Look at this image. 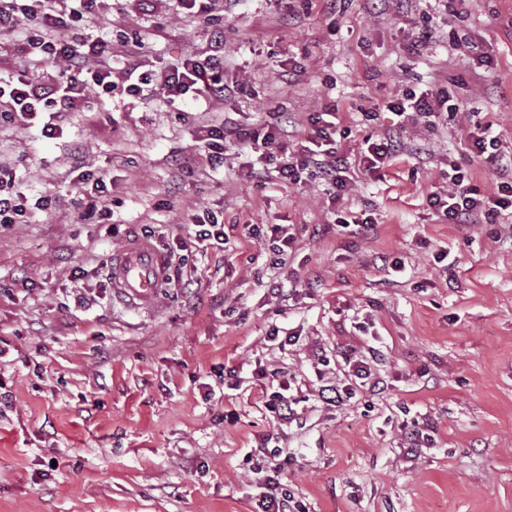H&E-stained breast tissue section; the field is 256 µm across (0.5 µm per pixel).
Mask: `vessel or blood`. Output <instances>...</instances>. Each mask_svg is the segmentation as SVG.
Wrapping results in <instances>:
<instances>
[{"label": "vessel or blood", "instance_id": "obj_1", "mask_svg": "<svg viewBox=\"0 0 512 512\" xmlns=\"http://www.w3.org/2000/svg\"><path fill=\"white\" fill-rule=\"evenodd\" d=\"M169 260L166 253L146 242L128 244L112 255L114 294L147 307L165 287Z\"/></svg>", "mask_w": 512, "mask_h": 512}]
</instances>
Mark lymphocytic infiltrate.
I'll return each instance as SVG.
<instances>
[{"instance_id":"lymphocytic-infiltrate-1","label":"lymphocytic infiltrate","mask_w":512,"mask_h":512,"mask_svg":"<svg viewBox=\"0 0 512 512\" xmlns=\"http://www.w3.org/2000/svg\"><path fill=\"white\" fill-rule=\"evenodd\" d=\"M96 0H0V49L21 46L36 56L33 67L15 76H0V124H40L44 136L60 134V122L67 108L92 93H112V43L104 39L88 40L80 23L91 14ZM214 51L206 56L190 54L179 59L167 72L143 70L136 54L125 58L124 72L130 82L125 91L131 96L148 94L174 99L190 96L199 103L223 98L231 91L224 79L221 52L224 38L212 33ZM384 107L404 122L437 129L452 112L464 105L450 95L446 86L433 85L418 92H405L387 98ZM307 144L295 148L293 120L279 116L261 122L250 132V148L257 164L245 174L249 181L261 184L270 175L297 184L303 176L319 178L331 185L336 199H343L353 187L349 162L336 135L340 129L338 106L328 103L309 118ZM499 140L491 126L470 131L471 153L488 157L499 170L501 179L494 192L482 195L461 174L456 162L448 164V189L431 193L427 199L438 218L448 224H492L512 209V156L498 148ZM399 153L396 133L365 137L359 152L364 172L374 174L390 166ZM75 181L82 190L76 201L78 217L87 221L107 210L105 180L85 170L82 161H74ZM48 196L29 200L15 187L11 168L0 165V224H19L30 209L48 211ZM256 456L266 458L262 480L266 494L261 512H304L301 502L284 491L282 477L289 458L283 449L259 445Z\"/></svg>"}]
</instances>
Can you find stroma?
<instances>
[{
	"label": "stroma",
	"mask_w": 512,
	"mask_h": 512,
	"mask_svg": "<svg viewBox=\"0 0 512 512\" xmlns=\"http://www.w3.org/2000/svg\"><path fill=\"white\" fill-rule=\"evenodd\" d=\"M283 8L216 0L204 21L173 0L149 16L139 0H97L83 33L140 34L130 51L148 70L207 52L210 30L223 29L224 77L242 93L205 112L187 96L100 94L65 113L62 135L0 129L17 188L63 202L0 230V512H259L247 454L266 437L288 450L283 482L309 512H512V217L445 224L427 203L452 160L494 189L499 174L469 154V128L491 125L512 153V0H410L380 16L367 0L333 13L293 0L289 19ZM455 37L472 56L456 54ZM130 51L113 54V81ZM443 79L464 104L445 130L402 125L382 106ZM330 102L349 158L387 130L406 146L384 178L358 175L337 208L319 179H245L246 141L214 161L198 141L204 125L251 129L268 112L302 124ZM78 155L111 201L91 224L74 205ZM186 158L194 173L178 176ZM199 208L226 244L198 250L183 214ZM361 211L371 232L341 227ZM275 224L296 237L282 258ZM136 241L188 255L150 309L110 288L113 252ZM442 249L454 260L445 269ZM395 258L403 273L391 272ZM275 327L295 341H269ZM369 353L383 389L320 402L319 389L346 380V357ZM284 383L300 399L286 421L265 407ZM409 416L433 436L412 454Z\"/></svg>",
	"instance_id": "35a3bbf8"
}]
</instances>
